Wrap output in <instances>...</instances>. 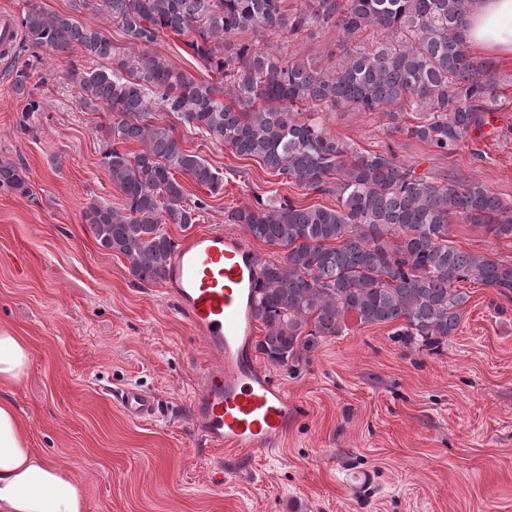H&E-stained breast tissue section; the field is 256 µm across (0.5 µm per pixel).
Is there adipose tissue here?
I'll list each match as a JSON object with an SVG mask.
<instances>
[{
    "instance_id": "1",
    "label": "adipose tissue",
    "mask_w": 512,
    "mask_h": 512,
    "mask_svg": "<svg viewBox=\"0 0 512 512\" xmlns=\"http://www.w3.org/2000/svg\"><path fill=\"white\" fill-rule=\"evenodd\" d=\"M465 45L512 56V0H471ZM30 363L26 342L0 330V387L14 384ZM0 512H87L85 486L63 463L31 448L14 405L0 399Z\"/></svg>"
}]
</instances>
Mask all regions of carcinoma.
I'll return each instance as SVG.
<instances>
[{"label":"carcinoma","instance_id":"1","mask_svg":"<svg viewBox=\"0 0 512 512\" xmlns=\"http://www.w3.org/2000/svg\"><path fill=\"white\" fill-rule=\"evenodd\" d=\"M470 0H304L290 16L283 0H105L112 22L130 42L152 45L170 31L212 71L215 83H198L160 56L117 51L95 27L71 16L48 15L29 2L21 21L24 41L36 49L79 47L104 69L71 68L83 101L118 113L107 127L104 164L124 196L119 211L92 201L84 219L100 245L122 254L142 283L168 273L175 242L164 224L186 228L203 201L186 204L178 174L217 195L224 177L182 149L172 115L190 129L222 142L239 156L259 158L273 175L338 204L302 205L255 195V205L235 208L226 223L284 250L260 270L255 320L266 329L258 341L268 361L290 370L323 340L339 336L354 316L362 325L398 324L399 342L437 352L460 325L469 295L463 282L512 298V260L447 244L448 223L461 217L497 236L512 237V205L470 179L435 182L398 161L393 150L360 151L331 136L318 113L349 108L380 112L395 124L417 113L405 133L443 154L454 153L495 111L494 62L473 56L461 29ZM332 24L342 35L343 57L321 70L283 53L240 42L224 57L234 35L274 30L295 35ZM32 64L12 72L24 98L18 125L27 129L42 101L25 94ZM230 96L234 104L224 103ZM310 116L301 118V111ZM137 141L142 149L119 145ZM0 187L23 196L28 182L18 166L0 161Z\"/></svg>","mask_w":512,"mask_h":512}]
</instances>
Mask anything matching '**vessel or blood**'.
I'll return each mask as SVG.
<instances>
[{"instance_id": "vessel-or-blood-1", "label": "vessel or blood", "mask_w": 512, "mask_h": 512, "mask_svg": "<svg viewBox=\"0 0 512 512\" xmlns=\"http://www.w3.org/2000/svg\"><path fill=\"white\" fill-rule=\"evenodd\" d=\"M262 261L247 240L207 231L182 241L170 259L165 291L218 361L191 398L198 431L213 447L254 454L278 447L305 413L253 352V307ZM117 401L132 419L153 415L155 401L128 387Z\"/></svg>"}]
</instances>
